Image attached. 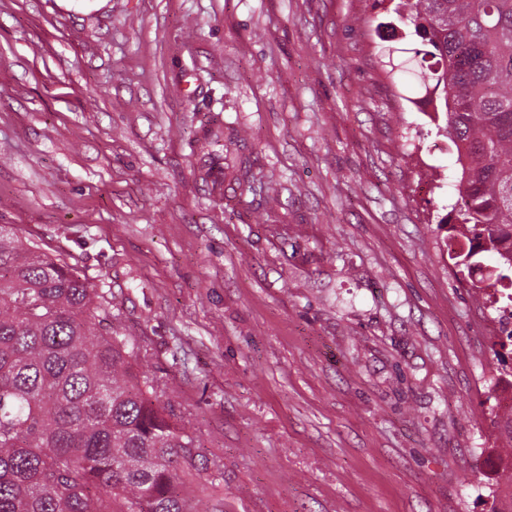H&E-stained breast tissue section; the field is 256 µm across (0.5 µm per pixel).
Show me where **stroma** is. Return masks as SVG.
I'll return each instance as SVG.
<instances>
[{
    "instance_id": "35a3bbf8",
    "label": "stroma",
    "mask_w": 512,
    "mask_h": 512,
    "mask_svg": "<svg viewBox=\"0 0 512 512\" xmlns=\"http://www.w3.org/2000/svg\"><path fill=\"white\" fill-rule=\"evenodd\" d=\"M396 2L0 0V224L119 294L218 512H492L499 322Z\"/></svg>"
}]
</instances>
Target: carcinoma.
<instances>
[{
    "label": "carcinoma",
    "mask_w": 512,
    "mask_h": 512,
    "mask_svg": "<svg viewBox=\"0 0 512 512\" xmlns=\"http://www.w3.org/2000/svg\"><path fill=\"white\" fill-rule=\"evenodd\" d=\"M413 27L419 85L437 91L461 174L458 235L492 253L488 276L512 343V0H399ZM115 295L60 255L0 224V512H210L193 506L199 475L190 423L139 369L117 328Z\"/></svg>",
    "instance_id": "carcinoma-1"
}]
</instances>
